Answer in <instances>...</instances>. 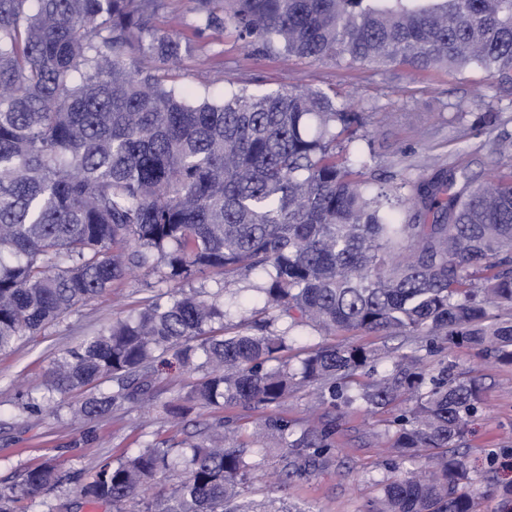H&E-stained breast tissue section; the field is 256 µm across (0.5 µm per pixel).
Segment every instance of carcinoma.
Masks as SVG:
<instances>
[{
	"label": "carcinoma",
	"mask_w": 512,
	"mask_h": 512,
	"mask_svg": "<svg viewBox=\"0 0 512 512\" xmlns=\"http://www.w3.org/2000/svg\"><path fill=\"white\" fill-rule=\"evenodd\" d=\"M191 29L232 28L275 56L351 65L402 64L415 72L478 70L512 86V0H193ZM162 0H0V351L99 298L134 271L165 266L181 281L208 272H260L265 305L286 319L224 326V295L173 291L58 356L42 393L22 414L51 412L80 394L86 420L149 394V374L172 354L206 375L175 403L271 407L294 388L321 402L368 411L406 404L389 434L402 461L424 456L384 484L367 512H473L475 479L454 449L482 402L477 379L423 350L441 339L476 346L512 365V172L473 187L450 165L409 182L365 178L363 113L321 90L253 94L231 88L191 101L167 82L193 51L152 19ZM512 157V135L489 141ZM362 330L402 338L408 352L355 394L341 387L375 360L363 346L313 349L298 369L272 365L296 330ZM112 389L99 390L101 380ZM265 426L290 449L286 477L311 473L330 450L326 429L296 430L270 414ZM224 419L198 442L165 441L97 463L80 488L125 512H307L285 496L259 506L244 482L256 448L227 436ZM181 460L182 479L151 490ZM57 465L0 485V512L63 484Z\"/></svg>",
	"instance_id": "carcinoma-1"
}]
</instances>
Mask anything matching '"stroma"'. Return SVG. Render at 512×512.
Segmentation results:
<instances>
[{
    "label": "stroma",
    "mask_w": 512,
    "mask_h": 512,
    "mask_svg": "<svg viewBox=\"0 0 512 512\" xmlns=\"http://www.w3.org/2000/svg\"><path fill=\"white\" fill-rule=\"evenodd\" d=\"M196 49L184 58L173 76L194 97L217 99L229 87L244 86L255 93L299 88L319 89L336 99L351 100L365 118L364 140L358 150L373 148L375 157L366 170L368 179H384L403 172L416 180L433 168L465 163L475 183L486 179L488 148L476 136L487 113L501 116V128L512 134V95L488 88L481 72L464 74L430 72L413 76L400 66L380 68L369 63L351 66L331 61L267 56L237 39L232 29L210 31L195 38ZM260 277L241 281L209 273L191 281L194 289L223 292L230 308L226 326L235 325L242 312L264 318L257 291ZM170 283L158 274L139 273L113 285L109 294L77 308L16 348L0 352V482L20 481L24 471L48 458L56 459L67 480L61 488L47 490L27 501L26 512H112L109 505L82 499L74 475L94 460L113 461L146 442L177 445L211 424L212 409L195 407L187 418L169 416L163 409L202 378L199 370L183 367L176 359L159 366L154 398L127 403L92 421L71 418L68 402L57 413L19 414L20 391L36 393L55 357L83 336L144 307L156 294L169 291ZM357 345L376 349V360L355 375L354 384H366L390 366L389 354L397 342L380 333L339 331L322 335L309 330L296 337L285 354L291 368L315 345ZM452 361L457 371L468 373L484 387L483 402L469 423L463 452L480 495L475 512H502L499 490L512 484V366L488 360L481 350L455 346L426 357L429 370ZM304 427L306 421L332 425L331 452L311 474L288 483V500L314 512H365L386 481L402 477L406 466L382 440L397 414L388 408L369 412L356 405L337 409L320 405L319 388L306 385L291 391L273 410L249 407L225 409L240 441L258 440L260 453L249 478L248 496L260 502L276 485L288 462V451L275 434L264 431L268 414Z\"/></svg>",
    "instance_id": "obj_1"
}]
</instances>
